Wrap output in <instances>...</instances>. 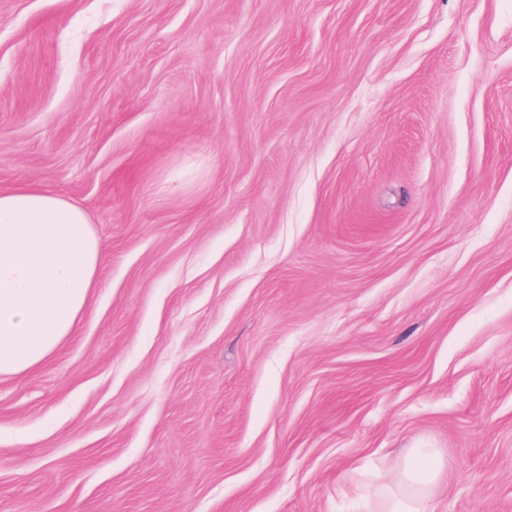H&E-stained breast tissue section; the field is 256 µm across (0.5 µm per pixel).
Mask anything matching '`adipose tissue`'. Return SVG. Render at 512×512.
Masks as SVG:
<instances>
[{
	"label": "adipose tissue",
	"instance_id": "obj_1",
	"mask_svg": "<svg viewBox=\"0 0 512 512\" xmlns=\"http://www.w3.org/2000/svg\"><path fill=\"white\" fill-rule=\"evenodd\" d=\"M104 246L83 207L34 184L0 190V375L47 361L87 309ZM444 466L415 448L362 489L367 512H426Z\"/></svg>",
	"mask_w": 512,
	"mask_h": 512
}]
</instances>
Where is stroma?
I'll return each mask as SVG.
<instances>
[{
	"label": "stroma",
	"instance_id": "35a3bbf8",
	"mask_svg": "<svg viewBox=\"0 0 512 512\" xmlns=\"http://www.w3.org/2000/svg\"><path fill=\"white\" fill-rule=\"evenodd\" d=\"M106 247L0 376V512H512V0H0V189ZM443 470L438 452L413 448L400 459L393 475L373 474L378 483L359 487L358 493L365 496L367 512H426Z\"/></svg>",
	"mask_w": 512,
	"mask_h": 512
}]
</instances>
